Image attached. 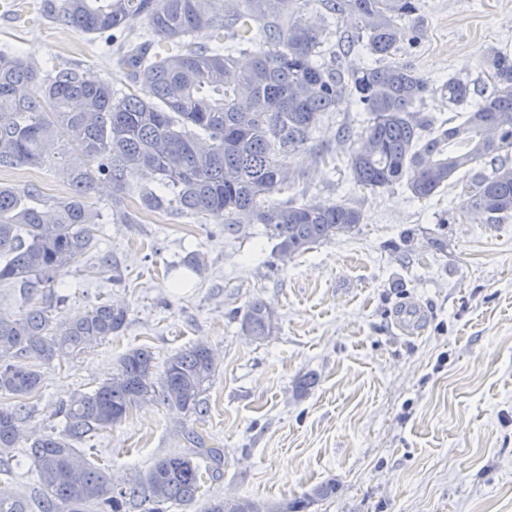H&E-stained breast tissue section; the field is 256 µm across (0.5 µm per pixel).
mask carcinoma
Masks as SVG:
<instances>
[{
  "instance_id": "1",
  "label": "carcinoma",
  "mask_w": 512,
  "mask_h": 512,
  "mask_svg": "<svg viewBox=\"0 0 512 512\" xmlns=\"http://www.w3.org/2000/svg\"><path fill=\"white\" fill-rule=\"evenodd\" d=\"M321 8L353 22L343 36L349 50L375 59L344 70L336 51L325 52V29L309 10ZM45 14L106 47L146 22L155 41L121 40L127 89L87 81L80 69L54 67L47 76L31 60L0 50V171L49 164L69 186L47 198L36 182L0 184V282L21 286L30 300L22 314H0V395L26 399L40 388V368L74 357L122 331L127 310L89 306L76 321L53 318L60 300L49 290L95 241L99 213L88 198L100 183L112 187V221L138 223L127 200L145 212L164 211L214 221L236 233L261 224L287 261L351 232L361 211L346 201H289L275 193L295 189L303 174L290 157L306 148L330 112L365 113L359 129L338 140L353 185L370 190L406 184L418 200L456 179L462 205L495 218L512 215V53L487 60L490 90L471 96L468 82L450 78L439 94L456 117L420 110L431 81L396 61L401 37L420 34L418 0H44ZM252 52L237 67L235 54ZM136 172L159 185L133 193ZM40 301L33 302L34 297ZM268 305L247 302L241 329L258 340L273 332ZM217 361L195 345L167 358L156 372L145 348L128 351L117 372L90 392L61 400V432L27 438L38 493L0 490V512H167L198 495L218 448L189 432L192 449L155 461L129 483L112 476L75 448L86 437L119 425L146 401L187 415L206 411L204 393ZM25 406L0 404V469L10 468L23 438ZM210 465L201 467L198 460ZM336 484L316 486L289 501L307 512ZM278 512L249 498L215 500L209 512Z\"/></svg>"
}]
</instances>
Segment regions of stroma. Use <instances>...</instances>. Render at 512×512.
<instances>
[{
  "instance_id": "stroma-1",
  "label": "stroma",
  "mask_w": 512,
  "mask_h": 512,
  "mask_svg": "<svg viewBox=\"0 0 512 512\" xmlns=\"http://www.w3.org/2000/svg\"><path fill=\"white\" fill-rule=\"evenodd\" d=\"M0 0V48L41 69L78 65L92 80L126 81L100 41L52 23L40 0L15 16ZM421 34L398 61L435 83L455 76L480 93L492 50L512 49V0H419ZM306 199L343 200L363 221L349 234L282 261L260 224L237 235L223 225L155 213L141 224L112 221L109 190L95 244L62 277L59 318L105 301L125 306L126 328L80 355L43 368L26 399L25 432L57 431L71 392L93 390L131 348L157 364L196 344L218 357L203 417L138 404L122 423L80 448L114 481L185 452L188 430L224 453L220 478L188 505L213 499L284 501L332 483L336 493L308 512H512V217L491 220L461 208L457 188L430 200L406 186H353L313 150L291 158ZM207 266H184L189 252ZM117 271L103 269L105 260ZM260 298L278 317L271 336L241 330L240 311ZM419 314L403 333L397 312ZM317 382L298 395L299 377Z\"/></svg>"
}]
</instances>
